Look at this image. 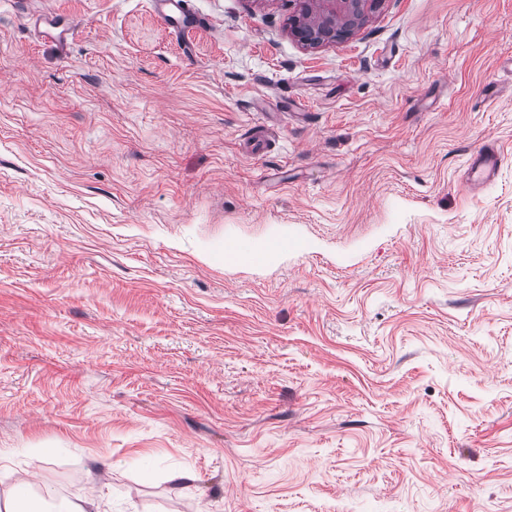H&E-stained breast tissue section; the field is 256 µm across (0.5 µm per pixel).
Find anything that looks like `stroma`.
<instances>
[{"instance_id": "obj_1", "label": "stroma", "mask_w": 512, "mask_h": 512, "mask_svg": "<svg viewBox=\"0 0 512 512\" xmlns=\"http://www.w3.org/2000/svg\"><path fill=\"white\" fill-rule=\"evenodd\" d=\"M187 4L0 0V452L112 512H512V0L315 49ZM186 0H156L166 23L173 29L182 31L186 28H194L199 19L185 8ZM500 160V154L494 145L480 148L468 160L467 182L474 186L489 182Z\"/></svg>"}]
</instances>
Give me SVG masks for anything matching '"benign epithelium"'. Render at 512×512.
<instances>
[{
    "instance_id": "benign-epithelium-1",
    "label": "benign epithelium",
    "mask_w": 512,
    "mask_h": 512,
    "mask_svg": "<svg viewBox=\"0 0 512 512\" xmlns=\"http://www.w3.org/2000/svg\"><path fill=\"white\" fill-rule=\"evenodd\" d=\"M296 10L288 28L302 44L317 48L349 39L385 0H291Z\"/></svg>"
}]
</instances>
